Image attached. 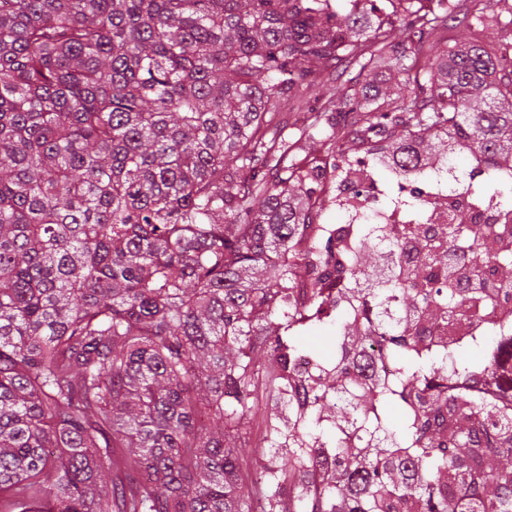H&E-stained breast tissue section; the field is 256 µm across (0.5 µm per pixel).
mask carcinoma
Masks as SVG:
<instances>
[{"label":"carcinoma","instance_id":"obj_1","mask_svg":"<svg viewBox=\"0 0 512 512\" xmlns=\"http://www.w3.org/2000/svg\"><path fill=\"white\" fill-rule=\"evenodd\" d=\"M349 2L0 0L4 512H512V402L466 388L512 372L438 334L512 301V5ZM352 150L401 192L467 153L503 211L412 188L344 244Z\"/></svg>","mask_w":512,"mask_h":512}]
</instances>
